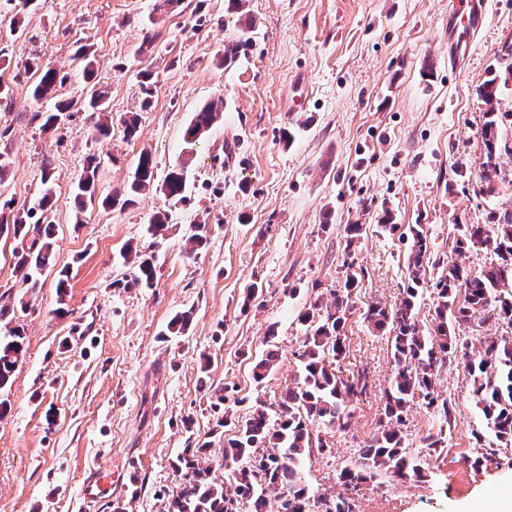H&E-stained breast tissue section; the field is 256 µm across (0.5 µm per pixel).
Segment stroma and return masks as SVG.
<instances>
[{"mask_svg": "<svg viewBox=\"0 0 512 512\" xmlns=\"http://www.w3.org/2000/svg\"><path fill=\"white\" fill-rule=\"evenodd\" d=\"M157 0H0V203L36 206L41 177L52 184L46 213L56 226V265L69 268L65 297L55 273L28 290L14 269L22 246L0 236V305L15 307L25 358L0 390V512H76L89 470L112 474L97 512H170L180 484L174 464L185 448L211 438L205 464L216 482L230 429H218L216 396L236 387L237 415L277 401L298 373L305 340L299 317L328 300L346 276L358 279L346 313L345 375L367 374L372 387L348 407L346 428L314 425L329 446L305 465L310 512L347 498L353 512H470L489 500L512 512V443L498 441L471 397L463 359L443 368L436 392L451 404L442 428L425 408H412L403 428L410 453L430 459L422 480L381 474L340 484L378 429L393 374L391 341L369 328L368 306L400 305L409 285V227L425 225L434 257L471 270L492 253L476 246L456 254L462 224L488 223L512 208V83L496 107L506 152L487 193L479 179L481 130L488 106L477 89L512 69V0H487L466 49L448 37L451 0H184L170 12ZM252 24L235 62L219 60L225 40ZM156 31L147 45L143 37ZM88 48L94 75L75 54ZM66 63L61 98L85 96L89 83L108 92L112 133L92 135L95 115L77 111L51 129L36 113L29 62ZM151 74L145 97L140 71ZM224 111L195 145L184 142L194 113L216 98ZM149 108H142L143 99ZM139 117L134 138L121 119ZM292 128V141L281 131ZM158 175L184 168L187 201L148 192L131 206L78 209L73 192L88 156L100 162L98 193L119 191L141 153ZM168 215L157 234L156 213ZM392 230H383V223ZM207 225L199 252L187 242ZM366 234L346 249L344 228ZM153 253L152 287L131 285L126 248ZM261 284L251 305V283ZM25 308H18V301ZM192 311L185 335L167 324ZM274 338H267V331ZM275 348L278 361L262 382L253 356ZM207 372H200V365ZM221 437H214V430ZM443 450L431 453L433 435ZM492 460L472 461L484 449Z\"/></svg>", "mask_w": 512, "mask_h": 512, "instance_id": "35a3bbf8", "label": "stroma"}]
</instances>
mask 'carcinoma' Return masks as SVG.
Returning <instances> with one entry per match:
<instances>
[{
  "instance_id": "carcinoma-1",
  "label": "carcinoma",
  "mask_w": 512,
  "mask_h": 512,
  "mask_svg": "<svg viewBox=\"0 0 512 512\" xmlns=\"http://www.w3.org/2000/svg\"><path fill=\"white\" fill-rule=\"evenodd\" d=\"M248 44L240 37L224 42L221 61H234ZM65 75L60 67H48L40 74L32 89L34 98L51 99L62 86ZM512 79V70L496 75L480 89L483 100L499 102L500 83ZM70 101L57 105L56 111L45 115L42 127L52 128L60 119L69 116ZM79 109L96 112L98 121L93 126L97 136L112 133V117L106 114V94L92 87L80 100ZM224 109L219 98L205 104L194 113L184 135L187 144L195 143L218 120ZM488 120L481 130L485 147L480 180L488 193L497 184V153L502 138L495 109L487 112ZM99 163L89 159L75 186L76 197L94 199ZM162 193L177 202L187 199V183L180 169L170 170L157 180L156 165L147 152L140 155L136 168L122 190L102 200V205L122 203L127 206L149 190ZM32 209L0 207V235L11 232L13 237L26 238L35 232L25 252L16 254V269L24 282L32 280L33 272L55 267L53 253L54 225L30 226ZM455 238L454 250L462 253L476 245L492 248L496 261L477 272L452 263L447 265L432 284L435 298V325L427 333L415 317V303L419 286L425 283L426 266L430 260L429 242L425 225L412 226V246L408 256L406 297L393 309L372 305L365 318L377 329L390 328L393 381L386 392L384 418L379 420L378 433L359 449V463L341 469L338 479L343 485L359 483L378 474L397 479L429 476L428 458L408 451L402 426L414 399H419L427 412L449 423L448 399L434 389L435 372L448 361L462 356L470 377L472 396L481 410L488 428L495 437L512 442V337L484 336L474 341L459 336L456 327L475 315L485 321L512 325V210L492 216L490 224H464ZM136 286L149 288L156 274L153 259L135 253L132 260ZM357 279L346 276L343 288L332 293V301L325 308L314 307L300 316L306 325V337L297 353L299 375L294 386L280 397L277 419L271 420L263 405L251 407L242 418L224 408L219 427L234 428V435L224 441V468L231 475L230 489L209 478L208 469L200 466L201 454L211 445L209 441L186 449L178 459L177 471L184 472L183 482L171 502V512H240V505L248 503L252 512H265L267 494L279 491L277 512H310V495L303 486L302 467L313 452L323 453L327 444L312 439L309 422L346 427L347 406L358 396L367 394L370 386L366 375L345 377L339 362L346 356V312ZM191 323V312L176 314L168 322V331L183 335ZM23 330L15 326L8 335L0 336V389L6 387L24 360ZM278 353L272 349L255 360L253 379L263 381L271 372Z\"/></svg>"
}]
</instances>
